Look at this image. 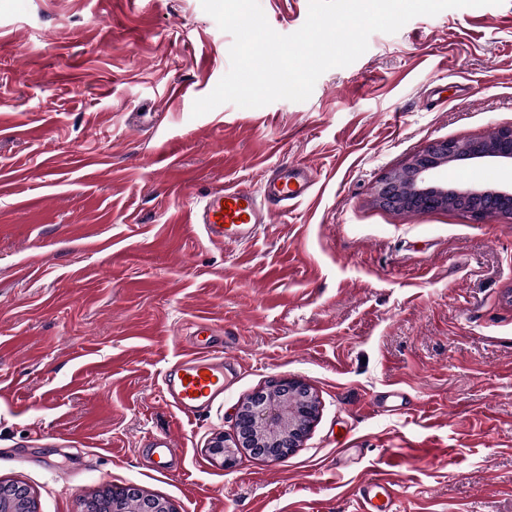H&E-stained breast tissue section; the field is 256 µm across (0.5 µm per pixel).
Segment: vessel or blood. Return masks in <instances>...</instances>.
Returning <instances> with one entry per match:
<instances>
[{"mask_svg":"<svg viewBox=\"0 0 512 512\" xmlns=\"http://www.w3.org/2000/svg\"><path fill=\"white\" fill-rule=\"evenodd\" d=\"M310 166L293 163L274 167L259 190L232 185L206 195L192 212L209 240L244 244L277 212L292 210L311 192ZM192 335L196 352L176 361L163 374L162 393L166 403L183 416H196L223 397L230 363L212 357V325L198 320ZM355 495L365 506L364 512H396L395 490L390 481L372 479L359 484Z\"/></svg>","mask_w":512,"mask_h":512,"instance_id":"vessel-or-blood-1","label":"vessel or blood"}]
</instances>
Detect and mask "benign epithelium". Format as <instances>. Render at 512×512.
Listing matches in <instances>:
<instances>
[{
  "label": "benign epithelium",
  "instance_id": "benign-epithelium-1",
  "mask_svg": "<svg viewBox=\"0 0 512 512\" xmlns=\"http://www.w3.org/2000/svg\"><path fill=\"white\" fill-rule=\"evenodd\" d=\"M463 162L512 164V129H502L483 140L431 143L406 167L408 189L400 187L397 173L389 172L379 180L374 200L381 207L402 212L446 209L459 204L477 219L511 214V186L450 188L435 180L438 169ZM317 413V397L307 385L296 380H279L273 384L271 395L239 405L236 447L253 454L259 448H269V458L284 459L301 446ZM211 454L221 457L226 467L236 463L235 452L226 448L222 435L213 441ZM109 494L112 512H129L128 502L132 499L141 502L137 512H173L167 502L145 495L133 486L114 488ZM0 512H35L31 492L18 483H0Z\"/></svg>",
  "mask_w": 512,
  "mask_h": 512
}]
</instances>
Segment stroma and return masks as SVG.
<instances>
[{
  "label": "stroma",
  "instance_id": "1",
  "mask_svg": "<svg viewBox=\"0 0 512 512\" xmlns=\"http://www.w3.org/2000/svg\"><path fill=\"white\" fill-rule=\"evenodd\" d=\"M260 5L281 34L308 14ZM232 41L201 0H0V481L37 512L126 485L174 512H358L371 478L397 512H512V218L373 201L433 141L512 128V0L373 33L306 101L193 116ZM289 162L313 192L253 240L191 224ZM436 179L507 187L512 168ZM201 318L233 370L189 420L162 377ZM280 378L319 401L301 447L220 466L215 437Z\"/></svg>",
  "mask_w": 512,
  "mask_h": 512
}]
</instances>
